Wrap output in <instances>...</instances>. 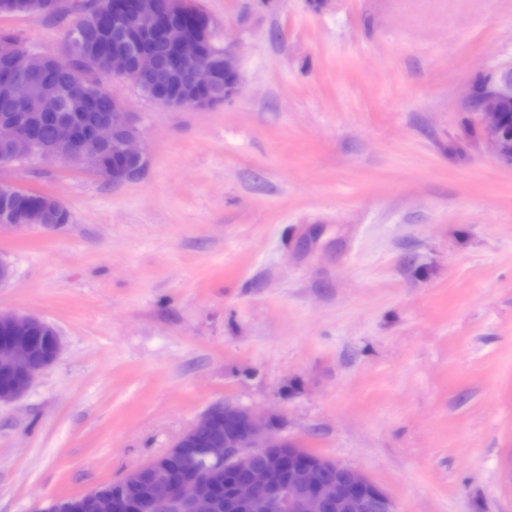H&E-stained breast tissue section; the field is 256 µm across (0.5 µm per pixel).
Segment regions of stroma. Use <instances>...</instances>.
Instances as JSON below:
<instances>
[{
    "label": "stroma",
    "mask_w": 512,
    "mask_h": 512,
    "mask_svg": "<svg viewBox=\"0 0 512 512\" xmlns=\"http://www.w3.org/2000/svg\"><path fill=\"white\" fill-rule=\"evenodd\" d=\"M199 4L241 93L176 109L108 79L140 178L0 164L70 214L0 228V311L61 339L0 405V512L118 480L224 404L273 415L396 512H512V168L468 99L512 73V0ZM76 21L0 29L62 56Z\"/></svg>",
    "instance_id": "1"
}]
</instances>
